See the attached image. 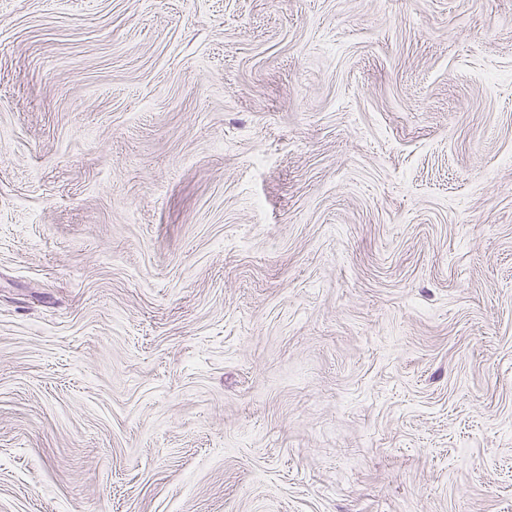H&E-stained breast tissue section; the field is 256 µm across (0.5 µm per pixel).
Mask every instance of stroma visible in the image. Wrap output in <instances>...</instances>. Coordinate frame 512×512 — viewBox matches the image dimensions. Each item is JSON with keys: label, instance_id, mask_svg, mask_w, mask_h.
I'll return each mask as SVG.
<instances>
[{"label": "stroma", "instance_id": "stroma-1", "mask_svg": "<svg viewBox=\"0 0 512 512\" xmlns=\"http://www.w3.org/2000/svg\"><path fill=\"white\" fill-rule=\"evenodd\" d=\"M0 512H512V0H0Z\"/></svg>", "mask_w": 512, "mask_h": 512}]
</instances>
